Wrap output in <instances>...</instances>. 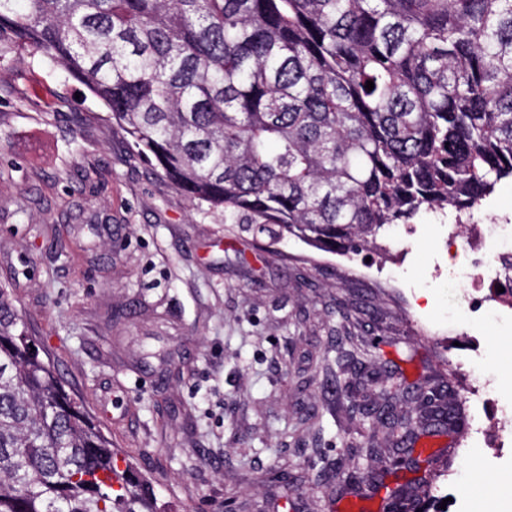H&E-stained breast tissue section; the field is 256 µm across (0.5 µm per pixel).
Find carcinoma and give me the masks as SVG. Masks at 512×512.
Returning <instances> with one entry per match:
<instances>
[{"mask_svg": "<svg viewBox=\"0 0 512 512\" xmlns=\"http://www.w3.org/2000/svg\"><path fill=\"white\" fill-rule=\"evenodd\" d=\"M2 50L80 82L162 179L256 238L357 255L512 178V0H0ZM390 428L407 448L413 418ZM0 512H164L5 288Z\"/></svg>", "mask_w": 512, "mask_h": 512, "instance_id": "obj_1", "label": "carcinoma"}]
</instances>
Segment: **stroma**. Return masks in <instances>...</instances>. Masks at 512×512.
Returning <instances> with one entry per match:
<instances>
[{
    "label": "stroma",
    "mask_w": 512,
    "mask_h": 512,
    "mask_svg": "<svg viewBox=\"0 0 512 512\" xmlns=\"http://www.w3.org/2000/svg\"><path fill=\"white\" fill-rule=\"evenodd\" d=\"M105 116L41 55H0V287L175 512H340L348 447L368 512H384L394 451L351 409L358 348L459 392L470 381L448 357H471L512 390V332L468 320L477 272L449 278L434 213L385 254L256 240L194 209ZM486 417L478 455L464 430L435 439L429 490L449 496L448 512H478L482 486L460 491L475 461H504L487 479L512 499V450L500 445L512 427L496 409Z\"/></svg>",
    "instance_id": "stroma-1"
}]
</instances>
